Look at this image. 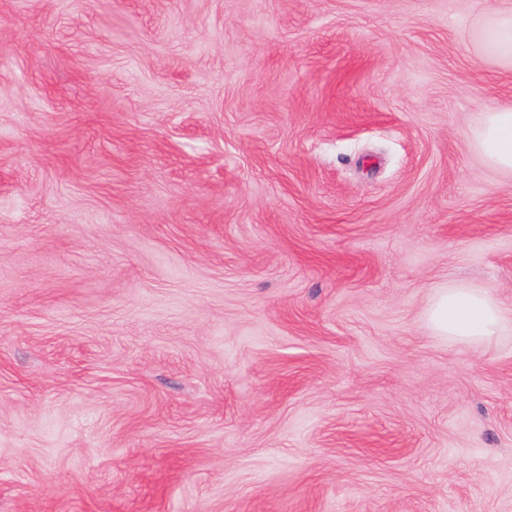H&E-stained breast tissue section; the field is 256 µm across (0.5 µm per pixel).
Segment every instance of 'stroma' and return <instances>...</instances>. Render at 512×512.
I'll use <instances>...</instances> for the list:
<instances>
[{
  "label": "stroma",
  "instance_id": "stroma-1",
  "mask_svg": "<svg viewBox=\"0 0 512 512\" xmlns=\"http://www.w3.org/2000/svg\"><path fill=\"white\" fill-rule=\"evenodd\" d=\"M494 0H0V512H512ZM472 143L483 163L512 175V107L478 112L471 125ZM428 318L438 336L478 343L512 335V317L505 316L496 301L479 288L439 291Z\"/></svg>",
  "mask_w": 512,
  "mask_h": 512
}]
</instances>
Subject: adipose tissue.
Wrapping results in <instances>:
<instances>
[{
    "label": "adipose tissue",
    "instance_id": "adipose-tissue-1",
    "mask_svg": "<svg viewBox=\"0 0 512 512\" xmlns=\"http://www.w3.org/2000/svg\"><path fill=\"white\" fill-rule=\"evenodd\" d=\"M479 39L486 55L503 71L512 72V0H498L479 20ZM472 143L483 163L512 175V107L477 113L471 125ZM431 326L440 336L482 342L512 335V317L485 290L451 288L437 293L429 310Z\"/></svg>",
    "mask_w": 512,
    "mask_h": 512
}]
</instances>
